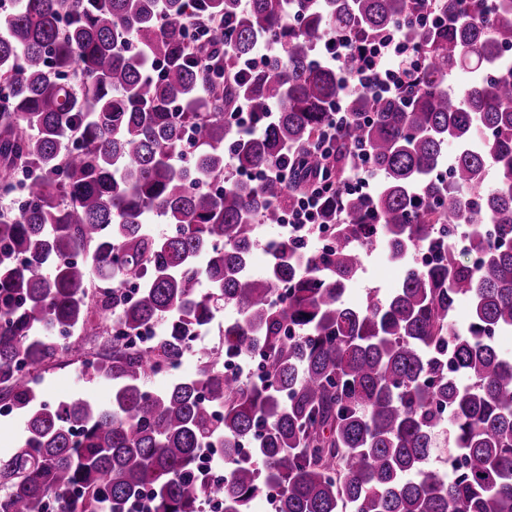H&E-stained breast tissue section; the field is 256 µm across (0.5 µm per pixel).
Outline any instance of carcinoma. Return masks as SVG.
I'll return each instance as SVG.
<instances>
[{
  "label": "carcinoma",
  "mask_w": 512,
  "mask_h": 512,
  "mask_svg": "<svg viewBox=\"0 0 512 512\" xmlns=\"http://www.w3.org/2000/svg\"><path fill=\"white\" fill-rule=\"evenodd\" d=\"M189 18L211 39L194 43ZM392 30L420 54L399 89L380 94L377 75L349 88L358 51ZM339 34L352 38L345 75L316 62ZM263 42L277 53L244 69ZM242 104L251 131L230 120ZM332 126L336 193L306 235L330 229L336 246L271 238L254 275L260 227L312 189ZM361 149L380 173L369 198L345 188ZM228 151L242 171L284 159L290 178H226ZM20 187L17 209H0V391L23 421L0 455V512H128L147 489V512L211 499L249 512L267 486L276 512H512V355L495 343L512 332V0H13L0 189ZM437 224L450 240L466 225L479 261L450 243L389 297L348 301L363 251L380 240L403 263ZM98 277L112 296L94 292ZM462 299L472 315L459 327ZM222 306L236 317L206 348L196 337ZM158 320L162 335L133 346ZM100 344L86 368L110 404L40 397L35 371ZM188 352L194 377L146 389ZM251 354L260 379L224 374ZM447 428L463 459L451 474L432 462ZM203 449L224 462L216 481L198 474Z\"/></svg>",
  "instance_id": "obj_1"
}]
</instances>
